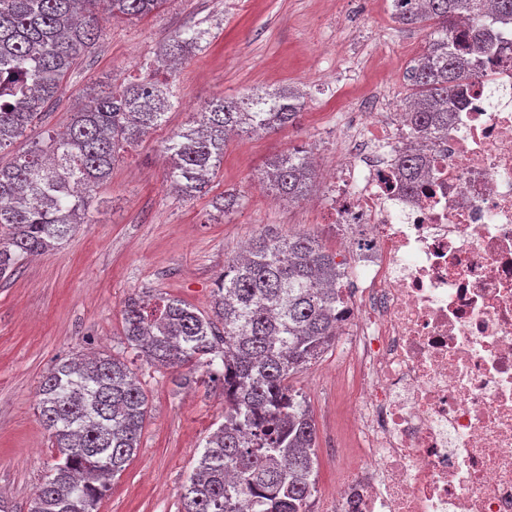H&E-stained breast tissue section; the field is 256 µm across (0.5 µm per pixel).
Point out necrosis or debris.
<instances>
[{
    "label": "necrosis or debris",
    "mask_w": 512,
    "mask_h": 512,
    "mask_svg": "<svg viewBox=\"0 0 512 512\" xmlns=\"http://www.w3.org/2000/svg\"><path fill=\"white\" fill-rule=\"evenodd\" d=\"M409 187L403 116L355 117L329 201L363 288L341 281L361 460L324 512H512V27Z\"/></svg>",
    "instance_id": "1"
}]
</instances>
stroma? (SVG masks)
Wrapping results in <instances>:
<instances>
[{
  "label": "stroma",
  "mask_w": 512,
  "mask_h": 512,
  "mask_svg": "<svg viewBox=\"0 0 512 512\" xmlns=\"http://www.w3.org/2000/svg\"><path fill=\"white\" fill-rule=\"evenodd\" d=\"M391 12V0H167L142 19L105 20L43 119L12 153L64 130L84 87L147 75L162 44L182 26L209 29L210 46L176 72L180 106L115 162L94 193L88 222L56 250L0 279V500L15 512H30L55 460L36 411L42 375L79 353L121 350L128 296L175 297L204 313L225 261L255 236L309 232L337 251L323 177H316L311 196L295 203L261 189L259 178L270 159L292 148L310 152L317 169L334 166L347 102L368 113L403 103L405 69L425 33L398 26ZM288 86L307 97L298 124L233 139L208 194L189 200L170 191L162 148L194 112L216 96ZM227 191L242 205L225 215L215 204ZM133 369L150 414L136 453L97 512H180L182 488L208 435L224 421V391L211 383L178 384L177 372L139 357ZM290 384L305 395L315 423L314 467L323 496L360 462L347 413L357 379L346 345L335 343Z\"/></svg>",
  "instance_id": "35a3bbf8"
}]
</instances>
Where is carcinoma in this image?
<instances>
[{"mask_svg": "<svg viewBox=\"0 0 512 512\" xmlns=\"http://www.w3.org/2000/svg\"><path fill=\"white\" fill-rule=\"evenodd\" d=\"M166 0H0V152L39 122L100 20L139 19ZM393 20L428 28L407 67L405 114L415 141L448 132L456 99L491 55L488 34L512 22V0H392ZM209 29H182L159 62L175 66L208 44ZM70 125L0 165V279L45 254L84 223L93 192L121 152L158 126L178 102L174 82L143 79L119 90L88 87ZM306 105L292 87L214 98L163 146L171 187L191 198L207 191L234 136L295 124ZM416 183L423 157L399 158ZM266 177L290 202L313 187L307 151L295 148ZM345 262L309 234L260 235L224 263L211 309L176 298L123 309L126 348L190 383L203 371L224 385V423L206 440L180 512H311L316 492V428L306 398L288 380L336 343L342 314L336 283ZM37 410L57 463L37 488L32 512H96L139 448L149 400L120 354L71 357L43 375Z\"/></svg>", "mask_w": 512, "mask_h": 512, "instance_id": "cac0c4a2", "label": "carcinoma"}]
</instances>
